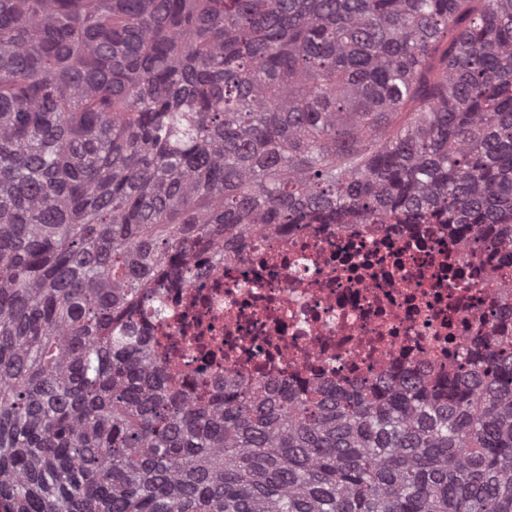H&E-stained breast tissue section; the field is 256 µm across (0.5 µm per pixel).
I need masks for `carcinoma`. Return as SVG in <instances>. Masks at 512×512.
I'll list each match as a JSON object with an SVG mask.
<instances>
[{"mask_svg": "<svg viewBox=\"0 0 512 512\" xmlns=\"http://www.w3.org/2000/svg\"><path fill=\"white\" fill-rule=\"evenodd\" d=\"M512 245V0H0L6 512H512V335L197 399L135 316L258 224Z\"/></svg>", "mask_w": 512, "mask_h": 512, "instance_id": "1", "label": "carcinoma"}]
</instances>
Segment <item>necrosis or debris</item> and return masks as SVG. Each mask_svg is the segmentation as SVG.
Here are the masks:
<instances>
[{
    "mask_svg": "<svg viewBox=\"0 0 512 512\" xmlns=\"http://www.w3.org/2000/svg\"><path fill=\"white\" fill-rule=\"evenodd\" d=\"M189 264L137 325L197 398L228 375L333 389L444 376L479 332L512 334V251L435 221L262 226Z\"/></svg>",
    "mask_w": 512,
    "mask_h": 512,
    "instance_id": "necrosis-or-debris-1",
    "label": "necrosis or debris"
}]
</instances>
